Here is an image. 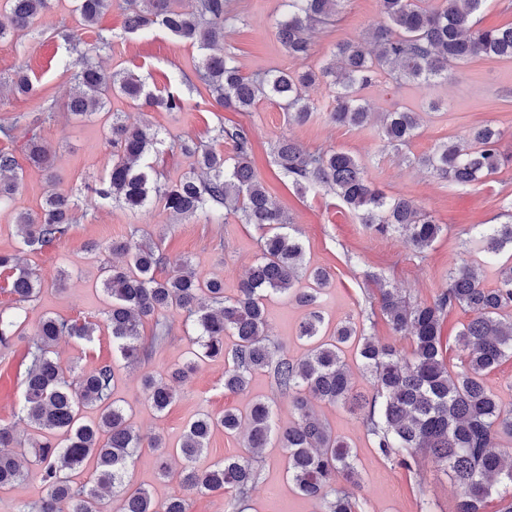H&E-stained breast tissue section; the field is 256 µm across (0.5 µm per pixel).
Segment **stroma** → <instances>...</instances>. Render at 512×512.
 Listing matches in <instances>:
<instances>
[{
  "label": "stroma",
  "mask_w": 512,
  "mask_h": 512,
  "mask_svg": "<svg viewBox=\"0 0 512 512\" xmlns=\"http://www.w3.org/2000/svg\"><path fill=\"white\" fill-rule=\"evenodd\" d=\"M51 4V10L27 29L0 40V123L14 127L9 147L23 173L19 193L0 204V252L18 247L14 222L17 213L39 212L44 198L57 190L75 200L78 220L68 239L24 256L43 281L37 299L24 305L28 328H35L46 316L96 325L92 341L69 336L59 340L56 351L63 364L90 372L101 363L113 361L112 338L104 316L110 299L101 287L102 259L86 251L88 242L119 241L133 228H141L161 242L168 268L190 260L199 276L221 278L225 295L232 296L256 261L260 232L233 218L176 217L160 204L134 212L94 196L93 187L112 165V149L103 128V115L80 121L65 108L74 84L72 69L65 64L71 51L54 36L58 26L73 30L93 47L94 58L105 72L131 71L142 77L149 90H171L182 97L184 109L180 112L137 104L120 96L111 97L107 105L108 111L122 113L127 123H146L163 133L166 145L154 162L159 182H175L193 168L194 160L180 151L179 140L192 137L210 141L215 129L224 124L250 129L254 165L269 196L299 227L309 264L325 268L330 274V286L320 298V308L329 323L353 321L366 335L382 342L397 341L403 351H410L409 340H395L382 314L372 313L369 274L382 276L391 287L401 289L410 302L433 301L448 283L449 268L468 246L469 227L507 220L504 201L512 198V163L503 165L480 184L460 186L430 176L410 164L409 159L432 153L448 138L463 136L486 122L502 130V148L512 154V60L475 58L454 67L451 81L430 86L398 85L384 75L363 90L361 99L370 111L382 113L405 107L418 113L417 135L396 152L383 147L376 126L356 129L327 121L334 95L325 83L308 89L307 96L316 111L302 125L289 123L287 112L269 101L249 112H232L207 93L183 83V76L194 75L203 55L197 46L159 29L142 35L126 34L125 14L117 6L95 28L86 29L73 10V0H51ZM228 9L235 22L224 37L223 50L249 77L272 69L301 71L321 66L330 60L337 43L389 23L379 0H347L335 23L317 26L312 55L301 61L289 57L276 37L275 21L283 11L282 0H228ZM102 36L111 39L110 47H99ZM20 67L27 70L38 87L39 98H44L51 109L52 117L44 123L34 125L29 119L37 98L16 96L7 87ZM34 134L52 149L53 166L60 176L57 183H49L45 173L26 159L23 145ZM283 135L311 151L331 147L351 152L364 163L378 189L389 196L413 199L444 224V231L419 254L402 235L369 233L335 195L323 191L298 193L281 175L271 154L273 141ZM269 309L270 333L281 343L284 354L303 356L307 346L296 337L303 309L284 298L273 299ZM164 317L172 323L173 335L151 359L134 366L115 361L113 398L126 408L130 424L140 434L160 436L173 447L199 414H217L227 408L243 411L257 399L272 402L281 423L293 420L287 396L276 390L267 373L256 372L247 392L233 394L224 389L223 361L208 359L197 363L174 403L164 412H155L145 401L143 377L166 374L171 367L185 363L195 347L192 337L183 331L179 312L168 311ZM26 347V341L19 340L10 348H0L2 424H16L14 411L27 367ZM317 410L333 432L357 450L361 473L358 494L366 512H421L425 498L433 503L434 512H454L458 489L445 472L428 462L416 473L394 467L376 454L356 412L324 404ZM16 426L19 434H28L26 425ZM156 457L153 449L141 448L129 470V480L133 486L148 489L161 502L182 492L175 476L181 460L171 457L173 474L164 477L158 471ZM257 469L258 480L243 512H320L317 502L301 496L289 483L281 449H266Z\"/></svg>",
  "instance_id": "35a3bbf8"
}]
</instances>
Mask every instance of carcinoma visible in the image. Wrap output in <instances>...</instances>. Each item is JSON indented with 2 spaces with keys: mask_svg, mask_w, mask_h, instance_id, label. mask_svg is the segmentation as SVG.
Masks as SVG:
<instances>
[{
  "mask_svg": "<svg viewBox=\"0 0 512 512\" xmlns=\"http://www.w3.org/2000/svg\"><path fill=\"white\" fill-rule=\"evenodd\" d=\"M125 32L138 35L155 27L207 50L224 40L233 17L227 0H124ZM288 8L276 24L279 42L288 56L306 60L312 53L309 32L337 16L346 0H283ZM380 0L390 26L367 31L336 45L329 62L319 70L276 71L248 78L236 61L221 53L203 55L200 78L224 108L248 112L261 100L276 101L294 124L308 122L315 107L306 101V89L327 78L336 89L335 104L327 119L335 124L361 128L373 113L361 103L359 92L386 73L398 82L434 84L448 82L455 64L475 57L512 60V26L476 28L473 16L485 0ZM81 24L93 26L112 9V0H74ZM16 29H24L50 8V0H0ZM77 54L74 65L76 92L66 108L76 118L104 109L116 92L127 99L158 104L169 112L183 110V99L169 94L157 97L140 76L131 71L108 74L92 61L82 41L66 30L55 31ZM15 94L31 97L36 85L23 70L11 77ZM415 112L385 113L378 137L383 147L402 149L415 135ZM232 143L234 155L225 157L215 145L185 139L180 149L196 157L197 169L175 183L161 184L153 177L150 154L164 140L149 126L131 125L112 115L108 140L112 144V168L93 193L130 209L161 203L178 216H193L224 209L262 231L261 255L250 268L233 297L224 296L219 279H202L187 261L157 277L166 263L162 249L151 237L131 238L104 248L128 257L123 265L104 264L102 288L112 302L105 311L112 349L129 363L149 356L172 331L159 314L176 310L183 326L196 335L202 359H224V390L246 392L253 373L269 375L276 389L288 395L296 414L285 427L277 424L268 402L253 401L243 412L226 409L218 415L202 413L185 428L175 451L185 466L178 475L183 495L158 503L144 487L126 484L129 468L143 437L128 423L124 408L112 400L114 365L104 362L91 372L64 366L53 351L62 336L91 340L95 324L42 318L31 334L16 311L0 309V346L28 338L30 365L22 380V398L15 416L33 429L31 447L39 481L46 494L18 512H100V490L122 495L120 512H188L193 494L231 493L227 512H239L238 504L251 492L258 471L253 462L263 450L282 449L288 461V480L301 494L321 503L322 512H364V503L345 489L336 488L343 477L359 486L357 454L338 438L315 412L311 400L332 406L350 405L359 411L360 423L376 453L398 467L414 472L426 461L451 473L459 490L455 512H484L488 499L497 497L499 512H512V456L503 446L512 438V406L505 408L483 383V375L503 359L512 358V224H475L477 250L483 262L500 256L499 281L487 288L475 262L457 260L448 272V286L431 303H409L398 288L379 284L378 306L396 336L411 340L412 351L365 335L351 321L325 327L319 298L330 285L323 268H310L299 230L290 217L271 201L251 164L253 141L242 125L221 126L213 140ZM30 162L60 180L53 171L50 148L31 138L26 146ZM274 160L299 192L324 189L338 197L367 231L399 232L413 249L425 252L442 231V225L413 200L388 197L368 179L364 164L343 149L308 151L287 136L273 147ZM507 157L501 149V133L486 124L462 137L443 142L413 163L430 175L471 186L496 173ZM22 177L13 152L0 149V202L19 192ZM76 204L67 193L45 197L40 213H19L20 244L36 252L66 240L75 218ZM0 270L9 273L7 286L16 302L34 300L41 280L16 254L0 253ZM274 296L296 300L307 308L297 336L310 345L300 358L279 354L268 333L266 303ZM471 313V319L455 337L461 368L448 369L443 352L442 324L454 309ZM152 321L150 340L141 334ZM233 338L226 345L224 338ZM357 341L362 371L369 375L372 394L354 389L344 346ZM194 370L186 363L165 376L144 378L146 400L158 413L174 401L176 389ZM99 411L96 420L81 416L84 407ZM216 430L227 435L246 432L245 455L227 457L201 470L196 458L208 447ZM21 447L14 427L0 425V491L27 477L15 449ZM92 465L86 482L75 481L85 466Z\"/></svg>",
  "mask_w": 512,
  "mask_h": 512,
  "instance_id": "cac0c4a2",
  "label": "carcinoma"
}]
</instances>
